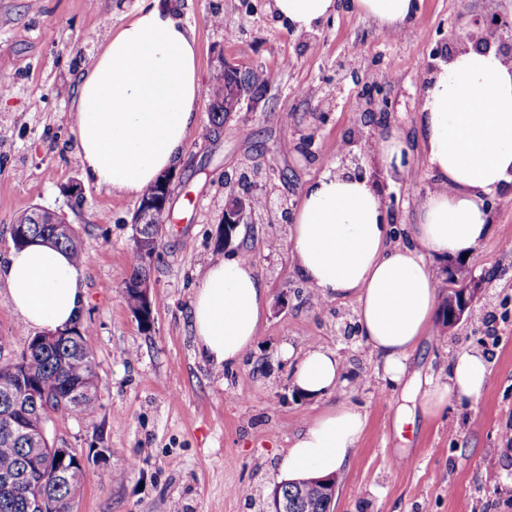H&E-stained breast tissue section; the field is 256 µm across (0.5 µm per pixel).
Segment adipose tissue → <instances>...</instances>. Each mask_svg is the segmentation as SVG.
I'll list each match as a JSON object with an SVG mask.
<instances>
[{"mask_svg":"<svg viewBox=\"0 0 512 512\" xmlns=\"http://www.w3.org/2000/svg\"><path fill=\"white\" fill-rule=\"evenodd\" d=\"M338 4L270 0L269 8L295 31L311 32ZM349 4L398 32L415 17L419 0ZM202 99L193 31L160 0L138 8L106 32L77 85L72 119L86 179L142 194L178 164ZM420 136L434 182L414 223L390 224L379 183L340 167L305 187L289 236L298 273L315 294L355 300L360 340L395 385L405 381L409 355L436 322L429 256L473 254L488 234L485 196L512 190V64L492 49L460 51L439 62L426 78ZM0 280L30 328L68 327L86 302L81 265L46 244L11 249ZM266 305L267 290L250 261L211 262L191 302L199 351L215 367L238 364L257 339ZM344 374L336 353L314 346L297 358L293 386L306 398L329 397L345 385ZM488 375L482 352H457L446 380L430 378L416 387L422 415L477 403ZM366 427L358 407L344 401L326 407L293 437L277 468L278 483L338 474Z\"/></svg>","mask_w":512,"mask_h":512,"instance_id":"adipose-tissue-1","label":"adipose tissue"}]
</instances>
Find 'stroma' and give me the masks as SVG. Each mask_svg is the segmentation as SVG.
Here are the masks:
<instances>
[{
    "label": "stroma",
    "instance_id": "stroma-1",
    "mask_svg": "<svg viewBox=\"0 0 512 512\" xmlns=\"http://www.w3.org/2000/svg\"><path fill=\"white\" fill-rule=\"evenodd\" d=\"M143 0H0V57L13 64V89L0 96V264L11 227L38 205L66 214L82 243L100 408L94 421L54 419L53 443L90 461L75 512H271L281 455L326 402L298 396L283 345L336 352L349 384L344 397L368 416L359 448L336 478L333 512H512V196L490 195V232L465 260L431 258L439 300L450 277L480 279L471 317L437 323L407 361L408 374L445 378L463 348L485 353L489 376L474 405L443 414H408L410 392L385 380L358 336L350 298L308 299L290 254L284 211L305 186L342 164L347 143L398 132L406 170L387 177L362 154L364 173L381 182L388 218L410 224L433 184L419 140L425 76L437 43L467 23L485 0H420L399 33L341 6L316 32L295 33L270 13L269 0H172L192 28L203 85L224 65L263 69L275 80L209 126L189 135L172 173L173 220L150 265L153 324L143 328L123 299L130 272L135 194L85 182L72 103L101 35L126 22ZM222 4L224 24L210 22ZM391 80H383V73ZM318 94L303 97L302 88ZM313 135L304 148V135ZM78 186L84 202L69 192ZM248 189L268 199L262 220L218 238L224 200ZM250 253L267 290L253 349L215 369L199 352L190 304L208 263Z\"/></svg>",
    "mask_w": 512,
    "mask_h": 512
}]
</instances>
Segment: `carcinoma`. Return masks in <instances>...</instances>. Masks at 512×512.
<instances>
[{
  "label": "carcinoma",
  "instance_id": "obj_1",
  "mask_svg": "<svg viewBox=\"0 0 512 512\" xmlns=\"http://www.w3.org/2000/svg\"><path fill=\"white\" fill-rule=\"evenodd\" d=\"M224 83V100L209 94L210 123L214 127L224 125V118L233 108L237 98L248 93L264 90L270 81L268 72L261 69L245 74L235 68H226L218 77ZM170 203L154 207L150 223L143 227V235L157 239L163 227L172 222ZM30 240L13 242L16 247L42 241L51 232L48 224H28ZM75 335L59 338L53 345H38L40 336L27 338L20 351L21 363L12 366L0 363V378L13 380L10 370L25 383L32 384L38 391V404L19 407L14 399L4 394L0 384V429L13 419L25 427H39L42 423L57 417L76 416L92 419L96 416L98 404V376L96 355L86 336L90 326L81 320L71 324ZM31 444L19 436L7 440L0 434V475H13L11 484L0 483V512H30L29 486L31 483ZM86 474L85 466L76 465L68 474L46 486V494L53 503L52 512H74V503ZM276 499L288 500V512H327L330 509L314 480L293 482L280 487Z\"/></svg>",
  "mask_w": 512,
  "mask_h": 512
}]
</instances>
